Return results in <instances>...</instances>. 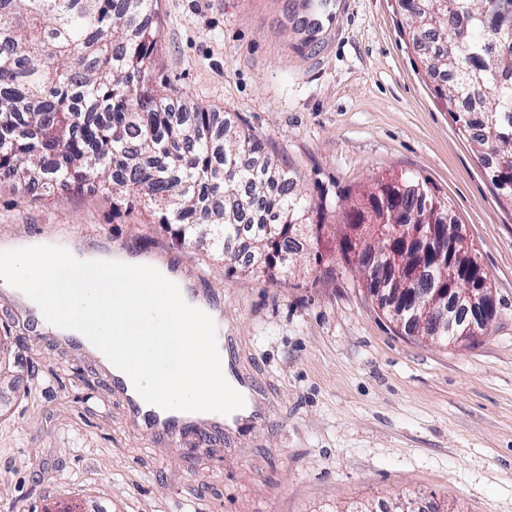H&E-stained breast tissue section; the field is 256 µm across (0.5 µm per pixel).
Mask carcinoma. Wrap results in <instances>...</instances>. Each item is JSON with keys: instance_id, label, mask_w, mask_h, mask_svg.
I'll list each match as a JSON object with an SVG mask.
<instances>
[{"instance_id": "1", "label": "carcinoma", "mask_w": 512, "mask_h": 512, "mask_svg": "<svg viewBox=\"0 0 512 512\" xmlns=\"http://www.w3.org/2000/svg\"><path fill=\"white\" fill-rule=\"evenodd\" d=\"M402 4L427 73L451 78L437 95L512 204V0ZM159 36L153 0H0V184L44 193L106 177L117 203L180 225L185 242L246 252L255 273L290 266L339 201H310L260 138L220 113L175 105L154 74ZM367 200L342 211L345 228L389 240L410 224L458 223L418 174L377 177ZM271 224L299 225L287 252L271 245ZM339 247L348 264L366 262L365 242L346 233ZM417 267L421 287H448L430 263Z\"/></svg>"}]
</instances>
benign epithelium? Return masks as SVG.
Listing matches in <instances>:
<instances>
[{"mask_svg": "<svg viewBox=\"0 0 512 512\" xmlns=\"http://www.w3.org/2000/svg\"><path fill=\"white\" fill-rule=\"evenodd\" d=\"M464 234L462 225L454 224L448 228V247L434 246L435 231L422 227L411 239L403 241L400 249L392 245L372 240L373 254L376 262L386 261L387 277L379 279V287L373 289L377 300L389 308L394 318H403V306L398 304L404 289L397 287L400 280L399 269L413 263L410 255L428 258V261L442 271L448 272L446 288H413L411 292L418 297L414 304V313L420 320L430 315L445 316L446 306L456 302L465 308L467 325L460 333L462 338L477 339L481 337L486 315L492 310L493 303L487 292L479 284L469 282L471 276L466 274L467 252L462 248Z\"/></svg>", "mask_w": 512, "mask_h": 512, "instance_id": "obj_1", "label": "benign epithelium"}]
</instances>
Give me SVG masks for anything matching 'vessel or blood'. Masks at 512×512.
Segmentation results:
<instances>
[{
  "instance_id": "b4317fda",
  "label": "vessel or blood",
  "mask_w": 512,
  "mask_h": 512,
  "mask_svg": "<svg viewBox=\"0 0 512 512\" xmlns=\"http://www.w3.org/2000/svg\"><path fill=\"white\" fill-rule=\"evenodd\" d=\"M112 389L122 399L128 423L135 429L151 434H163L176 438L185 429L201 424L224 429L228 420L239 419V412L231 415L208 412L165 410L147 404L135 391L130 379L120 370H112Z\"/></svg>"
}]
</instances>
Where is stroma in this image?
<instances>
[{
	"instance_id": "1",
	"label": "stroma",
	"mask_w": 512,
	"mask_h": 512,
	"mask_svg": "<svg viewBox=\"0 0 512 512\" xmlns=\"http://www.w3.org/2000/svg\"><path fill=\"white\" fill-rule=\"evenodd\" d=\"M155 0L157 72L260 137L310 198L417 172L466 228L496 306L474 344L403 332L346 264L334 226L273 276L228 271L87 186L0 188V240L120 244L170 259L224 301V333L264 417L177 444L138 432L107 366L0 287L19 363L0 413V512L91 500L102 512H512V205L434 95L399 0Z\"/></svg>"
}]
</instances>
